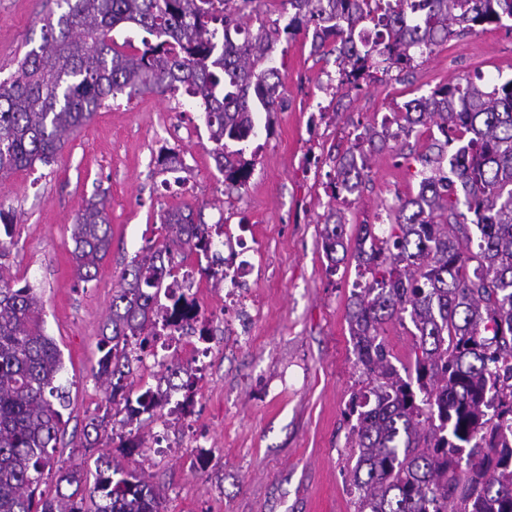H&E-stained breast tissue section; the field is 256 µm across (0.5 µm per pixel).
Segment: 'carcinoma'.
Here are the masks:
<instances>
[{
    "label": "carcinoma",
    "mask_w": 512,
    "mask_h": 512,
    "mask_svg": "<svg viewBox=\"0 0 512 512\" xmlns=\"http://www.w3.org/2000/svg\"><path fill=\"white\" fill-rule=\"evenodd\" d=\"M222 2L221 10L213 0H56L40 45L0 82V177L53 162L119 94L182 90L203 109L219 171L238 184L244 149L228 143L257 136L254 114L277 111L278 35L313 31V51L336 55L339 91L360 88L378 63L407 66L458 31L512 20V0H283L293 15L281 28L261 16L259 0ZM242 18L257 29H242ZM365 22L376 39L360 29ZM125 28L146 33L142 47L127 51L112 38ZM402 109L404 132L428 126L442 136L417 195L387 214L386 229L360 224L351 240L332 208L319 233L329 271L350 253L362 279L347 316L365 376L344 412L356 457L350 491L357 512H512V78L490 92L449 83ZM377 139L386 134L368 133L359 154L340 160L332 198L359 191L363 143ZM159 220L163 241L123 270L98 343V377L112 399L132 370L130 341L144 350L156 318L174 327L187 318V295L165 287L175 255L206 257L223 233L188 205ZM71 238L74 274L89 282L112 246L105 196L88 202ZM42 314V297L0 275V512H163L162 489L115 461L92 475L60 473L69 494H37L68 403L62 353ZM406 319L414 357L399 369L383 333ZM123 400L145 414L164 406L150 388Z\"/></svg>",
    "instance_id": "obj_1"
}]
</instances>
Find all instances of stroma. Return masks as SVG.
Masks as SVG:
<instances>
[{
	"mask_svg": "<svg viewBox=\"0 0 512 512\" xmlns=\"http://www.w3.org/2000/svg\"><path fill=\"white\" fill-rule=\"evenodd\" d=\"M46 10L45 0H0V81L39 45ZM274 59L286 73L281 106L259 118L264 128L245 149L244 184L225 182L204 114L181 92L117 96L70 137L54 163L0 179V205L15 241L0 272L42 295L70 399L56 468L43 474L44 494H55L59 470L114 458L145 470L165 490V512H355L343 410L363 379L346 322L357 270L349 259L328 272L320 248V222L334 205L329 174L355 135L380 127L396 106L459 80L489 91L512 78V26L451 36L411 68L375 72L361 91L346 95L334 89V57L313 55L310 36L277 41ZM434 142L422 128L369 152L360 191L342 207L347 224H381L400 199L415 195ZM169 151L182 169L166 170L161 156ZM100 192L110 201L112 248L84 283L74 276L70 227ZM185 205L204 223L242 231L254 247L247 292L259 313L225 323L223 287L198 277L211 354L186 408L196 447H184L179 425L162 410L87 442L85 426L109 405L97 344L121 273L162 240L160 213ZM132 432L149 443L167 434L182 450L123 453Z\"/></svg>",
	"mask_w": 512,
	"mask_h": 512,
	"instance_id": "stroma-1",
	"label": "stroma"
}]
</instances>
